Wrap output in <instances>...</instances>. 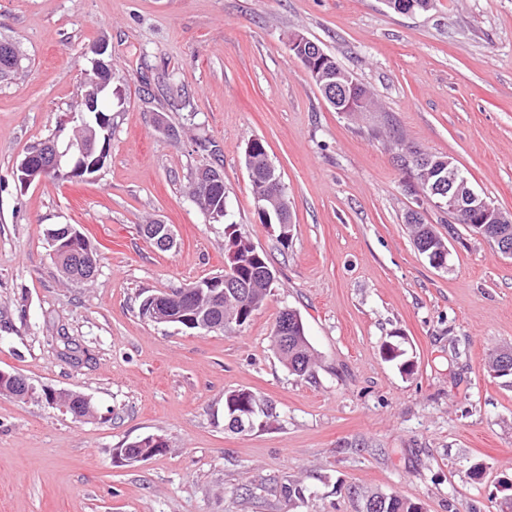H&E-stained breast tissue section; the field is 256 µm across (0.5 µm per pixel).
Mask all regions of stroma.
<instances>
[{
  "label": "stroma",
  "instance_id": "1",
  "mask_svg": "<svg viewBox=\"0 0 512 512\" xmlns=\"http://www.w3.org/2000/svg\"><path fill=\"white\" fill-rule=\"evenodd\" d=\"M294 32L375 107L331 108L288 49ZM102 38L104 167L88 183L20 187L18 162L77 106ZM0 39L25 55L0 82V371L80 392L100 413L77 421L0 395V512H358L367 491L422 512H497L512 496V385L485 369L512 347V258L404 186L412 151L448 155L512 213V0L412 13L386 0H0ZM254 138L282 176L285 246L257 216ZM208 166L224 173L221 223L189 196ZM412 210L448 241L447 268L415 248ZM154 219L172 226V250L141 234ZM228 222L276 272L250 321L200 333L143 317V298L222 273ZM57 224L95 244L92 282L60 277L46 239ZM286 307L305 323L312 376L272 346ZM387 342L412 373L384 359ZM236 389L273 416L230 430ZM149 435L168 450L116 462Z\"/></svg>",
  "mask_w": 512,
  "mask_h": 512
}]
</instances>
